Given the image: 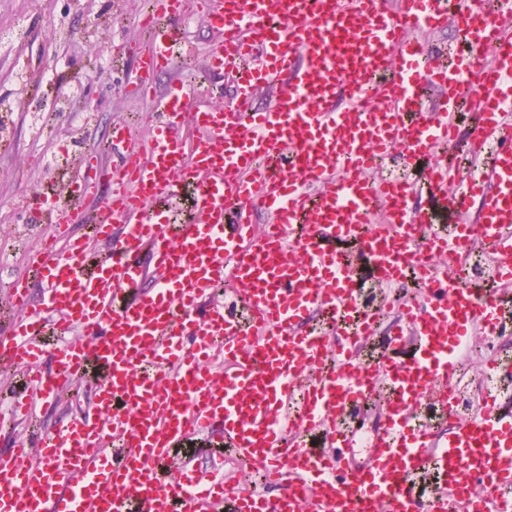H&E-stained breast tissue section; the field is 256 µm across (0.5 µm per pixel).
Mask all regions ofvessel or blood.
<instances>
[{"mask_svg":"<svg viewBox=\"0 0 512 512\" xmlns=\"http://www.w3.org/2000/svg\"><path fill=\"white\" fill-rule=\"evenodd\" d=\"M202 7L232 103L192 111L184 87L156 92L183 7L153 0L133 90L154 101V135L142 149L126 124L109 133L126 152L98 197L107 252L57 235L30 262L40 305L23 279L0 303L23 312L0 334V363L23 378L0 431L88 376L99 398L96 419L30 433L0 460V512H487L512 495V403L422 417L451 410L476 336L512 323V15L482 17L474 0ZM452 24L464 48L444 60L420 35ZM468 107L481 174L462 179L435 154ZM394 153L416 180L376 176ZM186 188L194 217L176 225ZM422 195L434 209L414 207ZM256 210L270 216L259 232ZM475 237L496 288L461 274ZM414 268L427 286L397 301ZM224 283L236 309L212 298ZM365 283L381 291L363 304ZM366 336L380 339L370 367ZM219 422L217 447L261 489L193 467L190 441Z\"/></svg>","mask_w":512,"mask_h":512,"instance_id":"b4317fda","label":"vessel or blood"}]
</instances>
